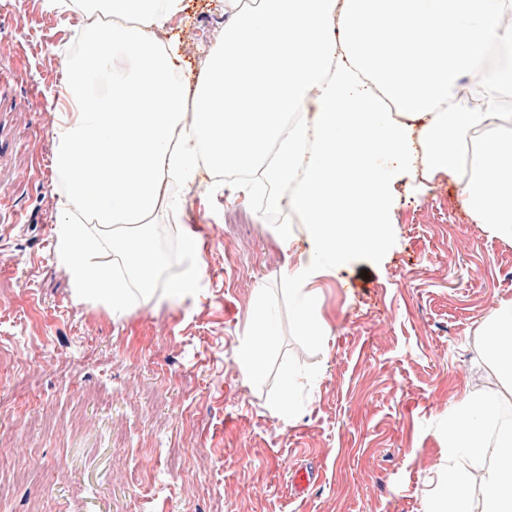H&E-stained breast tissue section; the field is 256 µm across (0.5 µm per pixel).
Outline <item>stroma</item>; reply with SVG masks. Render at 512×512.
Instances as JSON below:
<instances>
[{
  "mask_svg": "<svg viewBox=\"0 0 512 512\" xmlns=\"http://www.w3.org/2000/svg\"><path fill=\"white\" fill-rule=\"evenodd\" d=\"M81 19L0 0V512H423L449 408L492 392L512 416V386L477 353L483 322L512 301V242L474 223L457 181L394 171L388 246L311 283L331 328L314 345L283 276L304 239L283 250L261 198L229 182L211 196L206 177L181 218L204 268L194 291L161 307L134 299L120 318L75 300L54 252L40 106ZM225 21L224 0H187L168 24L183 70L198 74ZM260 288L274 335L248 382L237 353ZM292 371L311 381L291 418ZM298 465L318 473L300 496L288 487Z\"/></svg>",
  "mask_w": 512,
  "mask_h": 512,
  "instance_id": "35a3bbf8",
  "label": "stroma"
}]
</instances>
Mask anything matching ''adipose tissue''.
<instances>
[{"instance_id": "obj_1", "label": "adipose tissue", "mask_w": 512, "mask_h": 512, "mask_svg": "<svg viewBox=\"0 0 512 512\" xmlns=\"http://www.w3.org/2000/svg\"><path fill=\"white\" fill-rule=\"evenodd\" d=\"M184 0H89L81 51L55 107L62 180L55 252L74 297L119 317L156 296L150 229L182 204L201 164L280 185L269 208L296 213L304 258L284 275L301 331L330 329L309 281L349 251L379 250L393 189L380 163L451 175L475 223L512 241V0H224L230 19L200 75L161 40ZM108 13V25L93 22ZM137 61L134 70L121 57ZM169 284L165 295L194 288ZM238 354L257 379L273 314L263 298ZM480 357L512 383V301L480 331ZM447 454L425 512H512V421L489 396L448 412Z\"/></svg>"}]
</instances>
